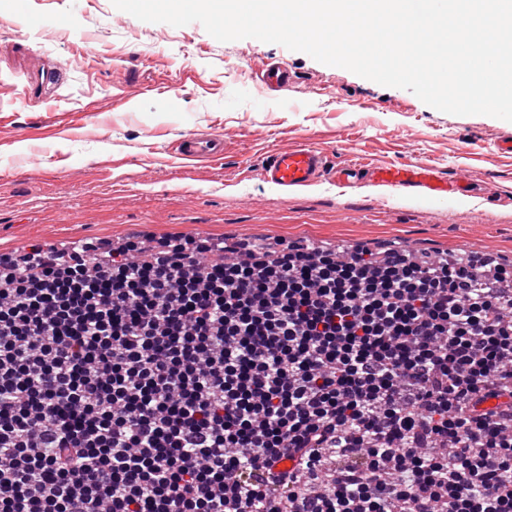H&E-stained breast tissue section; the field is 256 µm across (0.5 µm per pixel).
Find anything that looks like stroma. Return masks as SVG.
<instances>
[{
    "instance_id": "obj_1",
    "label": "stroma",
    "mask_w": 512,
    "mask_h": 512,
    "mask_svg": "<svg viewBox=\"0 0 512 512\" xmlns=\"http://www.w3.org/2000/svg\"><path fill=\"white\" fill-rule=\"evenodd\" d=\"M39 2L0 0V255L135 234L512 261V152L498 146L512 122L441 112L279 44L145 22L112 0H49L32 32L23 14ZM267 64L288 66L287 89H262ZM189 133L222 137L223 156L181 159ZM301 143L339 165L463 173L474 192L390 196L365 178L268 187L261 162Z\"/></svg>"
}]
</instances>
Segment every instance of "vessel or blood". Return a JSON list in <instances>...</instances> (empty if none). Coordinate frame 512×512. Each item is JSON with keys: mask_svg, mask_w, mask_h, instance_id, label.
<instances>
[{"mask_svg": "<svg viewBox=\"0 0 512 512\" xmlns=\"http://www.w3.org/2000/svg\"><path fill=\"white\" fill-rule=\"evenodd\" d=\"M223 151L224 144L220 139L204 136H186L178 146L179 155L188 160L217 157ZM362 173V168L355 165H335L322 152L307 145L274 153L261 169L263 181L281 190L312 186L326 180L346 185ZM369 175L389 194L417 193L434 200L467 194L470 187L465 177L448 181L435 169L420 164L405 168H379Z\"/></svg>", "mask_w": 512, "mask_h": 512, "instance_id": "1", "label": "vessel or blood"}]
</instances>
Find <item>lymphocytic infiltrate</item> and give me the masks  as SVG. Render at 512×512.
Masks as SVG:
<instances>
[{"mask_svg":"<svg viewBox=\"0 0 512 512\" xmlns=\"http://www.w3.org/2000/svg\"><path fill=\"white\" fill-rule=\"evenodd\" d=\"M484 266L0 256V512H512V268Z\"/></svg>","mask_w":512,"mask_h":512,"instance_id":"f902f5d3","label":"lymphocytic infiltrate"}]
</instances>
